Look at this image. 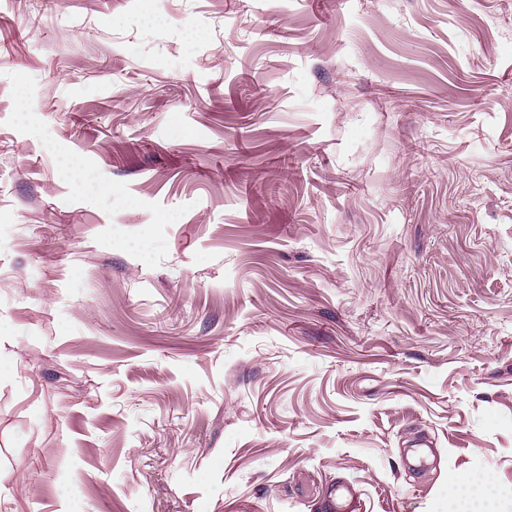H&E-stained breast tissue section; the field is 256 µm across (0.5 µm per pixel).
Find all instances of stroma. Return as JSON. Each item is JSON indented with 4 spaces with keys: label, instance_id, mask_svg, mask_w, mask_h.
Segmentation results:
<instances>
[{
    "label": "stroma",
    "instance_id": "stroma-1",
    "mask_svg": "<svg viewBox=\"0 0 512 512\" xmlns=\"http://www.w3.org/2000/svg\"><path fill=\"white\" fill-rule=\"evenodd\" d=\"M512 512V0H0V512ZM459 495L458 500L461 503L460 508L463 509H476L488 510L493 509L490 507V495L483 489L472 488L466 478L459 479ZM329 512H362L363 505L358 496L348 488H333L328 499Z\"/></svg>",
    "mask_w": 512,
    "mask_h": 512
}]
</instances>
